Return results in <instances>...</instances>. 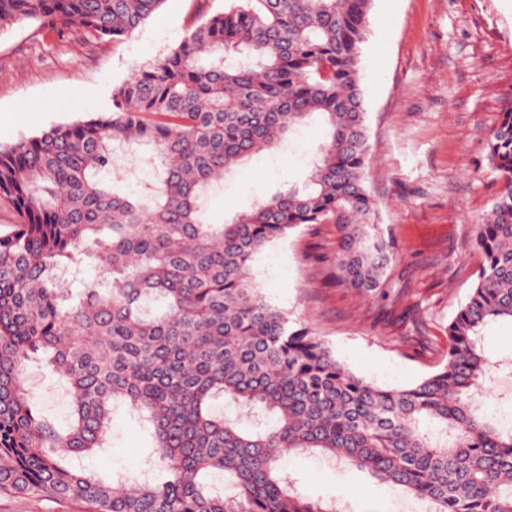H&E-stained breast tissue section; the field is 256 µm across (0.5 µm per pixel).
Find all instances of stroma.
Here are the masks:
<instances>
[{
	"instance_id": "obj_1",
	"label": "stroma",
	"mask_w": 512,
	"mask_h": 512,
	"mask_svg": "<svg viewBox=\"0 0 512 512\" xmlns=\"http://www.w3.org/2000/svg\"><path fill=\"white\" fill-rule=\"evenodd\" d=\"M224 0H166L131 37L84 38L77 28L42 37L34 24L0 30V146L50 126L112 109L113 88L178 45L191 26L221 12ZM370 151L367 187L397 256L384 292L363 295L336 283L335 225H305L254 261L266 300L310 328L356 375L385 389L415 384L442 368L448 323L475 285L476 229L500 183L489 172L487 141L512 97V0H373L361 50ZM324 133L320 120L219 183L208 219L223 223L268 190L303 180ZM485 354L505 362L486 380L488 414L512 422V323L482 332ZM32 399L58 425L69 419L58 377L31 369ZM151 429L127 406L112 413L109 445L82 459L89 472L150 471ZM282 474L307 496L344 498L348 512H431L368 471L303 453Z\"/></svg>"
}]
</instances>
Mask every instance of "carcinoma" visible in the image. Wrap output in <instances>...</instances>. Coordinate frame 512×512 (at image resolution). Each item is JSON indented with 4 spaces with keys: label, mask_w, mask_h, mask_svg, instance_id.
Returning a JSON list of instances; mask_svg holds the SVG:
<instances>
[{
    "label": "carcinoma",
    "mask_w": 512,
    "mask_h": 512,
    "mask_svg": "<svg viewBox=\"0 0 512 512\" xmlns=\"http://www.w3.org/2000/svg\"><path fill=\"white\" fill-rule=\"evenodd\" d=\"M166 2L0 0V28L76 25L118 42ZM371 2L226 0L117 85L112 111L0 147V201L17 217L0 236L1 492L89 512H342L280 476L283 454L310 451L433 512H512V428L483 408L497 364L480 345L487 325L512 322V101L488 141L502 189L478 225L477 283L439 371L406 388L372 384L268 303L254 276L275 240L334 224L338 282L385 287L396 252L366 186L361 86ZM314 117L325 134L302 184L208 222L218 182ZM129 150L156 173L134 195L107 177ZM87 258L107 285L74 293L60 274ZM44 364L69 385L63 429L32 403L28 369ZM221 399L274 424L246 431L217 414ZM117 403L151 425L168 480L130 485L74 464L106 447ZM217 473L222 494L207 482Z\"/></svg>",
    "instance_id": "1"
}]
</instances>
